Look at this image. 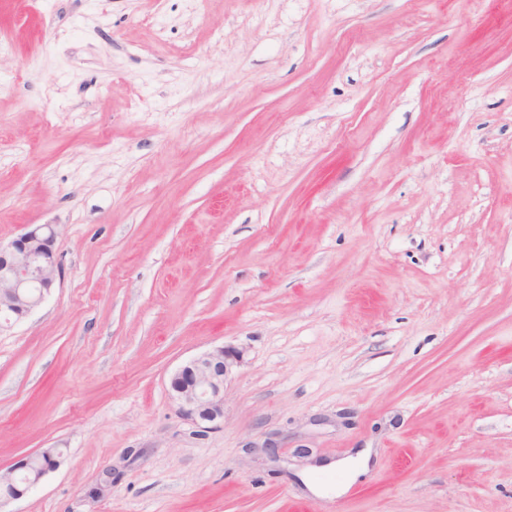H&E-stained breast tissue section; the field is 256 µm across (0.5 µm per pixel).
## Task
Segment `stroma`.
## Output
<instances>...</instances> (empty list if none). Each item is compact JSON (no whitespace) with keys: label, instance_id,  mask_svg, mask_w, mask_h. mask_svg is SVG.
Segmentation results:
<instances>
[{"label":"stroma","instance_id":"obj_1","mask_svg":"<svg viewBox=\"0 0 512 512\" xmlns=\"http://www.w3.org/2000/svg\"><path fill=\"white\" fill-rule=\"evenodd\" d=\"M29 224L0 470L63 459L5 512H512V0H0ZM229 344L204 433L169 379ZM52 224H37L0 243V332L30 315L60 276Z\"/></svg>","mask_w":512,"mask_h":512}]
</instances>
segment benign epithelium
<instances>
[{"mask_svg": "<svg viewBox=\"0 0 512 512\" xmlns=\"http://www.w3.org/2000/svg\"><path fill=\"white\" fill-rule=\"evenodd\" d=\"M55 238L53 225L37 224L0 244V332L30 315L50 294L60 276ZM243 359V350L226 345L182 364L169 380L178 414L203 430L219 423L224 417V384ZM60 463L57 448L23 456L0 473V507L25 497Z\"/></svg>", "mask_w": 512, "mask_h": 512, "instance_id": "7a95c632", "label": "benign epithelium"}]
</instances>
